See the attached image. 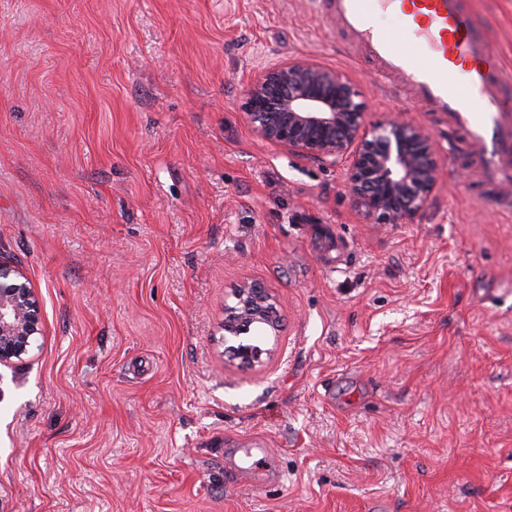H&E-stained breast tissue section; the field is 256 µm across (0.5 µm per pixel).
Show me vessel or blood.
<instances>
[{
  "mask_svg": "<svg viewBox=\"0 0 512 512\" xmlns=\"http://www.w3.org/2000/svg\"><path fill=\"white\" fill-rule=\"evenodd\" d=\"M372 61L462 135L492 199L512 206V100L485 31L464 0H314ZM394 14L396 30L378 19Z\"/></svg>",
  "mask_w": 512,
  "mask_h": 512,
  "instance_id": "obj_1",
  "label": "vessel or blood"
}]
</instances>
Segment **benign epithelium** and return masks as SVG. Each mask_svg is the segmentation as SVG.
<instances>
[{"instance_id": "benign-epithelium-1", "label": "benign epithelium", "mask_w": 512, "mask_h": 512, "mask_svg": "<svg viewBox=\"0 0 512 512\" xmlns=\"http://www.w3.org/2000/svg\"><path fill=\"white\" fill-rule=\"evenodd\" d=\"M245 118L253 133L306 159L343 166L355 206L377 224H416L434 192L439 158L431 136L398 117L369 124L367 106L343 72L290 57L248 83ZM0 265V365L38 347L40 307L27 281ZM224 305V353L241 366L262 361L245 336H275L281 318L272 294L253 282Z\"/></svg>"}]
</instances>
